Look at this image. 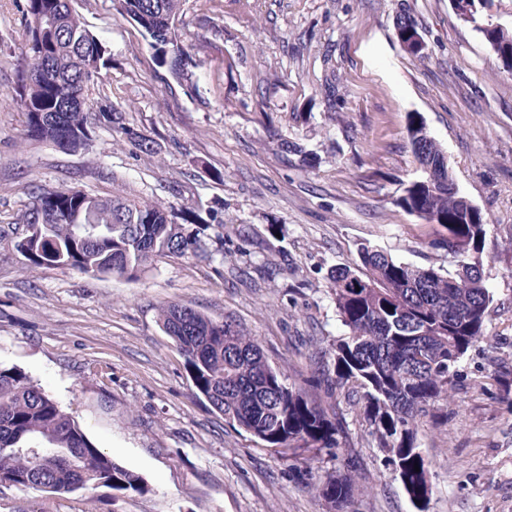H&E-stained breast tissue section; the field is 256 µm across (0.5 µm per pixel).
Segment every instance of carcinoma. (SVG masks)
<instances>
[{"label":"carcinoma","mask_w":512,"mask_h":512,"mask_svg":"<svg viewBox=\"0 0 512 512\" xmlns=\"http://www.w3.org/2000/svg\"><path fill=\"white\" fill-rule=\"evenodd\" d=\"M114 3L117 13L140 29L159 64L181 79L187 52L172 32L183 0ZM467 5L457 17L482 35L512 74V29L487 22L493 0H467ZM22 14L24 65L11 98L25 112L27 136L76 153L90 147L93 129L101 124L133 139L140 153L155 154L157 143L127 127L122 112L90 98L91 88L105 85L111 58L73 0H25ZM407 133L418 177L404 187L397 204L409 212L414 193L430 192L432 213L426 222L478 243L480 263L460 265L450 259L446 268L415 265L376 244H359L355 263L336 266L330 279L336 312L348 332L315 362L308 377L271 363L258 340L227 318L164 303L159 322L184 357L197 393L225 422L269 448L337 447L336 405L324 401L314 385L329 383L333 395L361 389L363 413L413 498L429 494V487L420 484L427 463L417 446L418 429L430 406L451 395L452 372L467 351L487 340L493 294L485 275L490 224L467 205L447 155L423 123L410 118ZM34 218L40 219L39 240H14L30 263L127 280L140 278L164 258L188 253L210 258L199 235L223 224L214 209L177 212L157 202L76 188L29 192L21 222ZM30 448L41 450V456L30 454ZM0 485L57 495L100 487L146 491L137 474L97 448L28 375L1 363ZM322 492L342 508L350 497V480L340 476Z\"/></svg>","instance_id":"cac0c4a2"}]
</instances>
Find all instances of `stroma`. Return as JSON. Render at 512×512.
<instances>
[{
  "label": "stroma",
  "mask_w": 512,
  "mask_h": 512,
  "mask_svg": "<svg viewBox=\"0 0 512 512\" xmlns=\"http://www.w3.org/2000/svg\"><path fill=\"white\" fill-rule=\"evenodd\" d=\"M112 57L97 100L124 111L155 155L101 127L86 153L26 135L9 91L23 14L0 0V363L16 366L97 447L148 487L66 496L0 486V512H339L317 487L349 473L340 512H512V76L450 0H184L191 55L182 80L153 58L112 0H77ZM424 48L406 52L400 17ZM333 98H326L327 87ZM417 115L461 191L492 226L489 343L460 361L453 397L417 435L431 492L414 504L347 394L335 448L281 456L225 423L198 396L158 322L176 302L234 320L288 371L346 332L329 277L371 242L400 261L443 266V228L397 204L415 178ZM299 144L284 151V141ZM219 208L210 252L174 257L136 281L36 266L13 240L29 183Z\"/></svg>",
  "instance_id": "obj_1"
}]
</instances>
